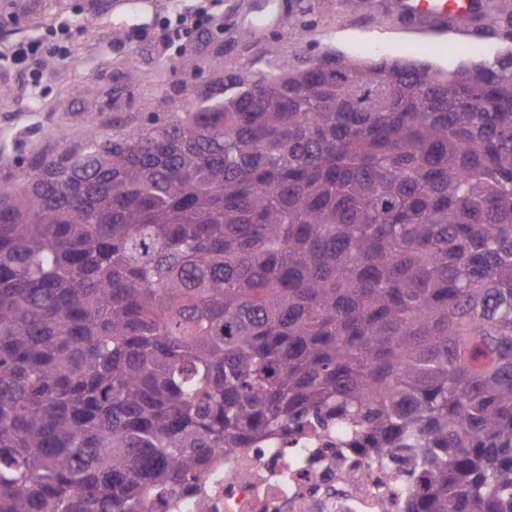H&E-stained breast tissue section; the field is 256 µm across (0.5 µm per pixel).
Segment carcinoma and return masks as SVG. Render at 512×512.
I'll list each match as a JSON object with an SVG mask.
<instances>
[{"instance_id":"1","label":"carcinoma","mask_w":512,"mask_h":512,"mask_svg":"<svg viewBox=\"0 0 512 512\" xmlns=\"http://www.w3.org/2000/svg\"><path fill=\"white\" fill-rule=\"evenodd\" d=\"M323 57L0 186V512H146L311 420L429 468L410 512H512V54Z\"/></svg>"}]
</instances>
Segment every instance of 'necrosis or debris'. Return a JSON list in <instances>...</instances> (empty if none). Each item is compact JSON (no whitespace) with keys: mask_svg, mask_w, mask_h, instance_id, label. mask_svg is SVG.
<instances>
[{"mask_svg":"<svg viewBox=\"0 0 512 512\" xmlns=\"http://www.w3.org/2000/svg\"><path fill=\"white\" fill-rule=\"evenodd\" d=\"M428 476L396 473L385 457L333 447L307 427L285 442L214 452L203 477L149 512H407Z\"/></svg>","mask_w":512,"mask_h":512,"instance_id":"4bbe7bcc","label":"necrosis or debris"}]
</instances>
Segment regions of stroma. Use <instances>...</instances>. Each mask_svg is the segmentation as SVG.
<instances>
[{
	"label": "stroma",
	"instance_id": "1",
	"mask_svg": "<svg viewBox=\"0 0 512 512\" xmlns=\"http://www.w3.org/2000/svg\"><path fill=\"white\" fill-rule=\"evenodd\" d=\"M263 0H215L213 21L184 31L196 0H148L131 11L115 0H0V49L69 23L66 54L49 58L40 78L17 72L0 83V185L24 159L82 147L85 123L101 134L145 127L173 109L192 111L229 70L250 77L281 65L304 66L324 52L365 60L412 59L447 72L512 50V28L479 37V22L410 26L392 0H275L276 18L255 23ZM194 56L197 70L179 65ZM136 86H129V72Z\"/></svg>",
	"mask_w": 512,
	"mask_h": 512
}]
</instances>
